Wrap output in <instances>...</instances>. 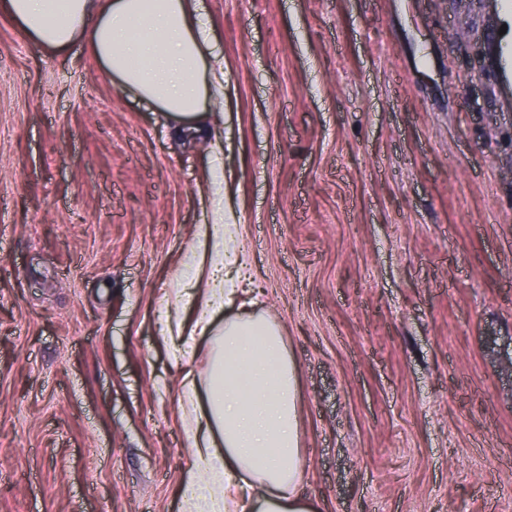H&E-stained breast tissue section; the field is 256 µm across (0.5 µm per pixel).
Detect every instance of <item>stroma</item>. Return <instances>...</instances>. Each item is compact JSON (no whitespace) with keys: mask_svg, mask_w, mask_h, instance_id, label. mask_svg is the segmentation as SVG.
<instances>
[{"mask_svg":"<svg viewBox=\"0 0 512 512\" xmlns=\"http://www.w3.org/2000/svg\"><path fill=\"white\" fill-rule=\"evenodd\" d=\"M224 134L0 14V512H183L162 301L210 215L299 370L321 512H512V0H203Z\"/></svg>","mask_w":512,"mask_h":512,"instance_id":"35a3bbf8","label":"stroma"}]
</instances>
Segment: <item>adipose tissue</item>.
<instances>
[{
	"label": "adipose tissue",
	"mask_w": 512,
	"mask_h": 512,
	"mask_svg": "<svg viewBox=\"0 0 512 512\" xmlns=\"http://www.w3.org/2000/svg\"><path fill=\"white\" fill-rule=\"evenodd\" d=\"M39 48L62 53L78 40L92 49L116 89L132 90L172 119L200 126L213 155L219 129L207 126L214 94L224 91V60L199 0H0ZM213 221L202 225L166 311L194 310L192 331H212L214 314L243 295L248 259L240 219L224 207V179L213 181ZM206 279L204 295L195 282ZM204 387L194 345L175 343L183 371L179 403L193 449L178 488L184 512H319L298 491L301 461L297 367L281 327L263 313L226 318L213 331Z\"/></svg>",
	"instance_id": "ef3b65f1"
}]
</instances>
